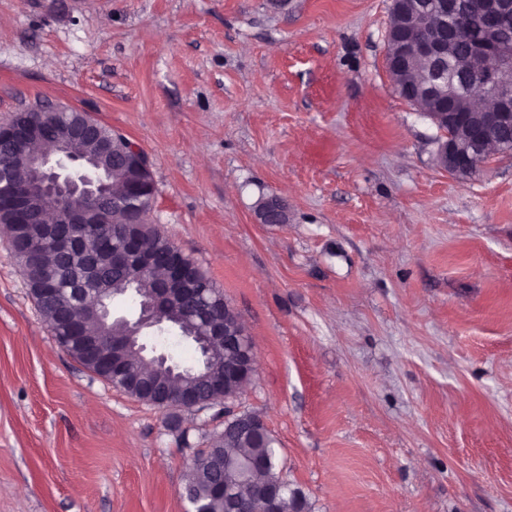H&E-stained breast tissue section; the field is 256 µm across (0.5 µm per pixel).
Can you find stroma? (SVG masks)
<instances>
[{"label": "stroma", "instance_id": "35a3bbf8", "mask_svg": "<svg viewBox=\"0 0 512 512\" xmlns=\"http://www.w3.org/2000/svg\"><path fill=\"white\" fill-rule=\"evenodd\" d=\"M392 0H0V123L90 112L256 372L167 410L58 344L0 228V512H188L185 462L261 416L312 512H512V155L460 181L386 70ZM275 197L284 224L260 223ZM53 112H85L77 111L68 108L52 107V106H39L32 109L23 110L15 113V120L20 123L24 122H37L43 128V138L36 142L32 147L33 150L39 152H50L54 149V144L51 142V136L54 131L56 123L61 117ZM113 139H122L128 145V157L123 153L120 154L122 168L131 164L138 174L136 180L129 182L128 193L141 197L146 194L153 196L155 194V183L151 172V164L145 152L138 144L132 142L119 132L112 133V141Z\"/></svg>", "mask_w": 512, "mask_h": 512}]
</instances>
